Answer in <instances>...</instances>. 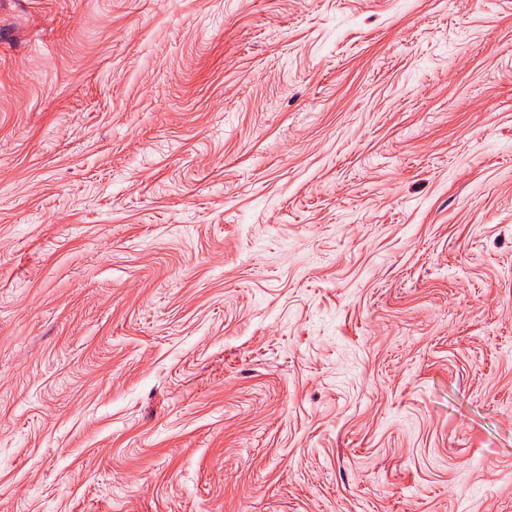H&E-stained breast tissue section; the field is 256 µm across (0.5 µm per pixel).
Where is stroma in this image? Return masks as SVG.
<instances>
[{"mask_svg": "<svg viewBox=\"0 0 512 512\" xmlns=\"http://www.w3.org/2000/svg\"><path fill=\"white\" fill-rule=\"evenodd\" d=\"M0 512H512V0H0Z\"/></svg>", "mask_w": 512, "mask_h": 512, "instance_id": "35a3bbf8", "label": "stroma"}]
</instances>
